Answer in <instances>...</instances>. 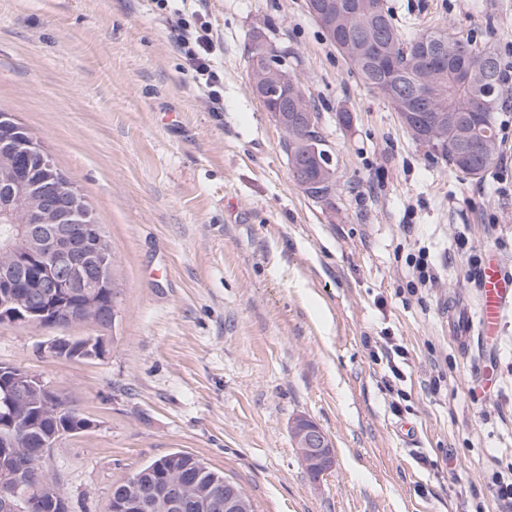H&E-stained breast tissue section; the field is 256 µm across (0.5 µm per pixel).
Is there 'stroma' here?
I'll return each instance as SVG.
<instances>
[{"mask_svg": "<svg viewBox=\"0 0 512 512\" xmlns=\"http://www.w3.org/2000/svg\"><path fill=\"white\" fill-rule=\"evenodd\" d=\"M405 34L445 28L512 61V0H386ZM202 15L224 109L185 72L174 11ZM262 36L298 77L338 160L331 203L294 181L284 133L253 95ZM0 109L77 184L110 243L112 325L76 324L102 354L43 350L0 323V364L73 401L92 427L45 458L69 512L185 451L239 483L255 512H499L512 470V310L496 341L457 346L476 314L473 256L512 269V110L498 160L463 177L400 123L306 0H0ZM348 120H341V113ZM438 276L411 288V255ZM402 346L393 380L383 337ZM331 438L312 477L296 418Z\"/></svg>", "mask_w": 512, "mask_h": 512, "instance_id": "35a3bbf8", "label": "stroma"}]
</instances>
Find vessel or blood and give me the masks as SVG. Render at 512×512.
Returning <instances> with one entry per match:
<instances>
[{"instance_id": "b4317fda", "label": "vessel or blood", "mask_w": 512, "mask_h": 512, "mask_svg": "<svg viewBox=\"0 0 512 512\" xmlns=\"http://www.w3.org/2000/svg\"><path fill=\"white\" fill-rule=\"evenodd\" d=\"M480 305L476 320L459 323L458 335L477 331L494 336L500 331L503 314L512 308V272L507 271L495 254H488L480 270Z\"/></svg>"}]
</instances>
